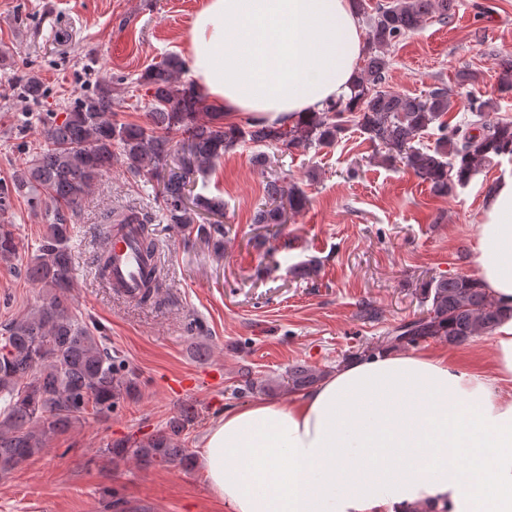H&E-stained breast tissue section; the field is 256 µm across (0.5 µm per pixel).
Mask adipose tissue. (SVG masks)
Here are the masks:
<instances>
[{
    "instance_id": "1",
    "label": "adipose tissue",
    "mask_w": 512,
    "mask_h": 512,
    "mask_svg": "<svg viewBox=\"0 0 512 512\" xmlns=\"http://www.w3.org/2000/svg\"><path fill=\"white\" fill-rule=\"evenodd\" d=\"M364 45L352 0H207L191 75L226 114L292 123L346 98ZM475 252L505 312L492 369L390 348L286 402L225 408L199 458L229 512H512L511 175Z\"/></svg>"
}]
</instances>
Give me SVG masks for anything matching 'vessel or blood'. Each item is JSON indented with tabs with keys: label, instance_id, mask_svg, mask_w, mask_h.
Instances as JSON below:
<instances>
[{
	"label": "vessel or blood",
	"instance_id": "obj_1",
	"mask_svg": "<svg viewBox=\"0 0 512 512\" xmlns=\"http://www.w3.org/2000/svg\"><path fill=\"white\" fill-rule=\"evenodd\" d=\"M112 257L110 286L114 294L134 302L140 297L145 275L159 262L158 256H146L140 252L134 235H120L106 229L101 246Z\"/></svg>",
	"mask_w": 512,
	"mask_h": 512
}]
</instances>
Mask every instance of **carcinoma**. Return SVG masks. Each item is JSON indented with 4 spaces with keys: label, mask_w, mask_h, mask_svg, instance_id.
Masks as SVG:
<instances>
[{
    "label": "carcinoma",
    "mask_w": 512,
    "mask_h": 512,
    "mask_svg": "<svg viewBox=\"0 0 512 512\" xmlns=\"http://www.w3.org/2000/svg\"><path fill=\"white\" fill-rule=\"evenodd\" d=\"M356 13L369 14L364 65L358 68L350 94L293 124L249 117L227 124L224 113L206 103L190 85L179 83L185 61L177 54L145 69L138 85L150 94L149 126L112 119V85L99 83L63 113L53 112L43 125V146L29 155L12 179V189L45 206L46 233L25 265V278L46 289L41 304L0 328V471L10 472L48 448L49 441L93 416L109 418L120 401L138 395L140 382L112 351L98 328L72 311L69 292L75 279L70 247L71 218L112 163L119 160L135 177L162 176V219L184 238L204 244L216 258L224 255V224L207 217L223 215L224 202L199 193L185 194L198 177L211 173L224 152L241 143H268L309 151L333 147L354 123L373 147L372 158L385 165L398 161L429 185L437 196L467 185L485 164L512 158V121L490 120L493 102L475 98L472 118L452 122L455 102L448 86H435L420 96L386 87L388 50L426 21H446L453 0H387L373 6L353 0ZM431 130L434 140L416 145ZM181 136L176 150L171 135ZM265 203L256 224H283L307 204L295 184L283 186L278 176L264 186ZM152 216L138 209L116 215L114 223L138 227L144 251H155L148 224ZM18 253L13 225L0 224V262ZM429 307L421 316L388 332L393 347L444 338L459 345L492 332L502 312L477 279L442 276L424 289ZM324 372L305 365L288 370V389L303 390ZM194 418L184 408L165 429L107 445L114 461L133 460L143 467L192 466L178 439Z\"/></svg>",
    "instance_id": "1"
}]
</instances>
